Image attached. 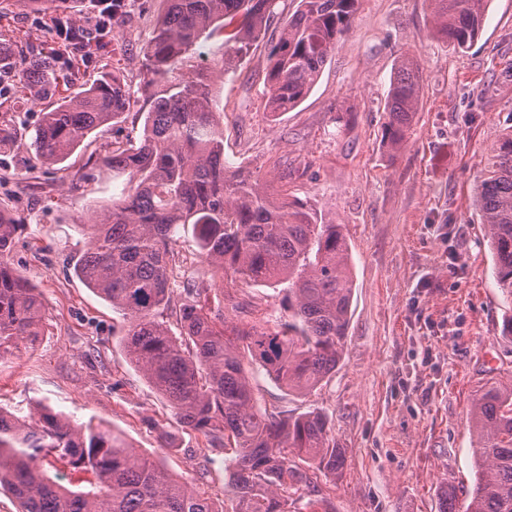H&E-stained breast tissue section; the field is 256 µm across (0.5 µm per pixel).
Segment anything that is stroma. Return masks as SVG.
<instances>
[{
    "label": "stroma",
    "mask_w": 512,
    "mask_h": 512,
    "mask_svg": "<svg viewBox=\"0 0 512 512\" xmlns=\"http://www.w3.org/2000/svg\"><path fill=\"white\" fill-rule=\"evenodd\" d=\"M162 0H137L132 19L112 29L57 93L75 95L101 69L123 74L141 111L144 49ZM430 0H360L352 28L316 85L294 110L265 109L268 66L257 46L225 72L214 65L224 35L208 40L215 109L224 119V156L269 194L288 186L350 245L355 288L343 358L311 394H286L259 371L258 407L324 412L345 464L319 477L331 512H438L443 489L458 508L475 481L473 400L512 383V299L498 287L474 188L502 134L512 130V0H489L480 37L457 52L436 36ZM52 10L0 15V44L57 51ZM422 71L411 137L396 158L383 143L384 102L402 55ZM52 99L27 91L0 96V118L20 129L0 148V204L21 228L14 267L41 294L45 332L33 348L0 358V407L40 402L122 432L136 451L211 497L224 494V451L180 427L168 402L131 366L121 346L126 318L86 288L73 266L89 246L88 226L112 203L108 170L68 185L113 140L91 134L64 170L30 147ZM221 312L230 323L284 315L280 288L240 284ZM169 432L176 449L164 448Z\"/></svg>",
    "instance_id": "obj_1"
}]
</instances>
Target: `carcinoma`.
I'll return each instance as SVG.
<instances>
[{
  "instance_id": "cac0c4a2",
  "label": "carcinoma",
  "mask_w": 512,
  "mask_h": 512,
  "mask_svg": "<svg viewBox=\"0 0 512 512\" xmlns=\"http://www.w3.org/2000/svg\"><path fill=\"white\" fill-rule=\"evenodd\" d=\"M145 50V113L139 143L108 151L98 163L122 180L112 206L89 225L92 247L75 276L125 315L121 344L173 409L183 428L231 451L224 459L235 490L232 512H328L319 476L344 466L328 417L296 415L255 403L250 365L288 394L319 387L342 359L354 275L339 224L283 193L271 199L224 158V124L214 112L211 72L199 68L202 41L224 31L220 70L245 58L275 13L277 0H166ZM359 0H298L269 44L266 109L299 106L350 30ZM489 0H432L434 30L459 52L482 28ZM95 28H84L71 59L84 61ZM14 78L39 100L56 94L58 58L0 48V78ZM422 81L403 55L388 93L384 142L396 154L407 143ZM130 89L117 71H102L42 112L32 147L48 166L64 163L95 130L123 121ZM499 288L512 298V130L506 132L478 186ZM192 228L199 256L214 275L257 286L287 285V314L227 328L210 307L209 283L187 273L176 240ZM20 225L0 205V357L41 335L43 303L11 265ZM482 432L476 479L465 512H512V388L492 387L473 404ZM61 462L91 478L63 483ZM20 512H224L221 504L133 452L124 435L79 422L38 404L0 409V491ZM303 494L290 498L298 491Z\"/></svg>"
}]
</instances>
